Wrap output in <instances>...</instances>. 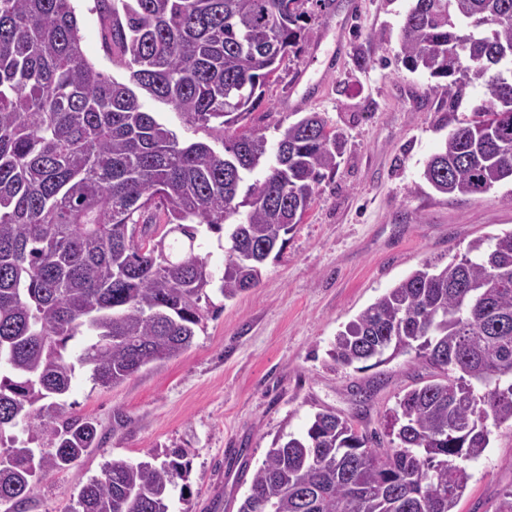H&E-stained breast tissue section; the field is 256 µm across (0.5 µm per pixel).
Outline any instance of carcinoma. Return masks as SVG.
<instances>
[{
	"label": "carcinoma",
	"mask_w": 512,
	"mask_h": 512,
	"mask_svg": "<svg viewBox=\"0 0 512 512\" xmlns=\"http://www.w3.org/2000/svg\"><path fill=\"white\" fill-rule=\"evenodd\" d=\"M333 0H98L119 82L81 48L73 0H0V505L97 447L89 418L64 417L75 365L113 386L188 349L201 301L256 286L345 149L317 114L248 126L314 10ZM402 62L489 98L450 130L423 179L451 198L512 181V0H414ZM205 140L184 142L136 90ZM222 144L216 151L211 142ZM264 176L237 200L240 183ZM228 230L216 277L200 228ZM164 229L155 237L158 229ZM434 369L387 420L388 441L324 409L277 437L238 512H453L467 463L490 443L482 418L512 423V230L428 262L336 334L341 366L386 351ZM155 454L112 461L82 485L78 512H169L187 466Z\"/></svg>",
	"instance_id": "carcinoma-1"
}]
</instances>
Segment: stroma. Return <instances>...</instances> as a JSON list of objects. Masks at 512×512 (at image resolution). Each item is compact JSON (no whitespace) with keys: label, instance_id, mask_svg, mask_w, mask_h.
Here are the masks:
<instances>
[{"label":"stroma","instance_id":"stroma-1","mask_svg":"<svg viewBox=\"0 0 512 512\" xmlns=\"http://www.w3.org/2000/svg\"><path fill=\"white\" fill-rule=\"evenodd\" d=\"M412 0H333L304 32V51L284 59L254 125L269 142L278 126L322 113L347 140L335 174L262 269L257 287L211 293L191 347L119 385H95L76 369L68 415L90 418L98 446L38 481L18 512H73L81 486L115 460L180 449L188 471L170 512H238L274 437L303 432L323 408L383 430L386 414L432 370L403 354L343 367L328 351L336 333L424 262L443 267L471 241L512 230V183L449 200L422 173L452 122L488 99L466 86L449 108L439 79L409 71L400 29ZM81 46L117 80L103 47L97 0H74ZM367 68H357V57ZM455 512H494L512 487V427L494 429L471 465Z\"/></svg>","mask_w":512,"mask_h":512}]
</instances>
